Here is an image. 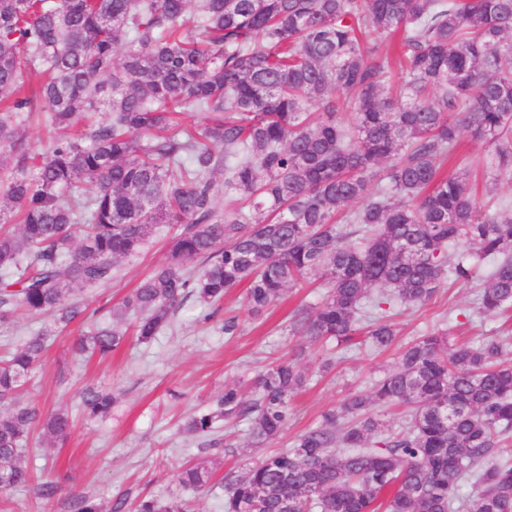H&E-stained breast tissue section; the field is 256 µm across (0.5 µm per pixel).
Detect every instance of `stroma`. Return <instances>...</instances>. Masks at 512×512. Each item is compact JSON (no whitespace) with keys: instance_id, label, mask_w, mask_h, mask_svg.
Returning a JSON list of instances; mask_svg holds the SVG:
<instances>
[{"instance_id":"stroma-1","label":"stroma","mask_w":512,"mask_h":512,"mask_svg":"<svg viewBox=\"0 0 512 512\" xmlns=\"http://www.w3.org/2000/svg\"><path fill=\"white\" fill-rule=\"evenodd\" d=\"M178 231V225H161L139 256L121 262L111 283L83 295V320L58 329L50 340L41 364L16 400L44 411L65 408L76 415L67 440L44 443L34 436L29 442L35 450L34 468L47 463L58 467L59 491L50 499L40 496L34 483L0 491V512H69L68 501L75 494L94 498L106 510L120 496L133 503L145 494H180L195 512H224V478L240 474L242 467L259 461L271 447L292 446L300 434L321 422L324 412L351 394L367 392L395 367L401 345L422 332L446 327L456 338L512 335V320L478 313L476 298L486 285L481 274L464 286L447 284L423 307L398 308L395 347L381 353L353 348L327 369L325 349L288 330L294 310L321 301L324 290L313 280L305 289L287 290L259 318L249 315L241 287L218 304L188 300L177 309L171 327L145 344L132 336L133 320H126L123 328L129 336L120 350L106 358L72 362L70 348L80 333L109 321L110 309L164 262L169 241ZM230 317L236 318L238 328L228 335L224 321ZM284 361L297 363L310 382L289 403L288 419L274 445L253 444L245 420L205 436L183 431L188 416L208 410L225 385L234 383L244 394H252L255 377ZM87 386L117 396L109 418L88 420L78 415L80 392ZM200 460L217 463L216 479L205 490L182 491L178 472Z\"/></svg>"}]
</instances>
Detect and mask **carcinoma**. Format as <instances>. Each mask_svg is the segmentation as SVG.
Returning a JSON list of instances; mask_svg holds the SVG:
<instances>
[{
	"mask_svg": "<svg viewBox=\"0 0 512 512\" xmlns=\"http://www.w3.org/2000/svg\"><path fill=\"white\" fill-rule=\"evenodd\" d=\"M397 39L399 68L376 50ZM317 105L318 117L309 106ZM105 111L90 132L80 123ZM56 134L35 150L20 118ZM488 144L490 183L512 180V0H0V322L48 316L0 363V491L32 480L28 441H63L68 411L15 403L81 297L141 253L156 225L178 224L165 262L124 297L137 340L167 329L189 298L204 304L246 284L257 317L316 275L319 305L290 332L383 351L391 307L426 305L447 279L489 265L477 312H512V211L477 197L469 170L442 175L462 136ZM224 172V210L214 176ZM352 203L355 209H348ZM457 249L448 263V248ZM204 263L191 277L185 265ZM125 331L98 325L72 357H105ZM305 372L282 362L255 397L224 386L217 409L279 437ZM113 393L86 387L82 413L104 419ZM408 408L399 430L368 414ZM214 471L183 468L200 491ZM468 481L474 494L460 497ZM70 512H103L74 495ZM512 512V348L497 336L417 338L366 395H353L290 448L224 482V512ZM136 512H189L146 495Z\"/></svg>",
	"mask_w": 512,
	"mask_h": 512,
	"instance_id": "1",
	"label": "carcinoma"
}]
</instances>
